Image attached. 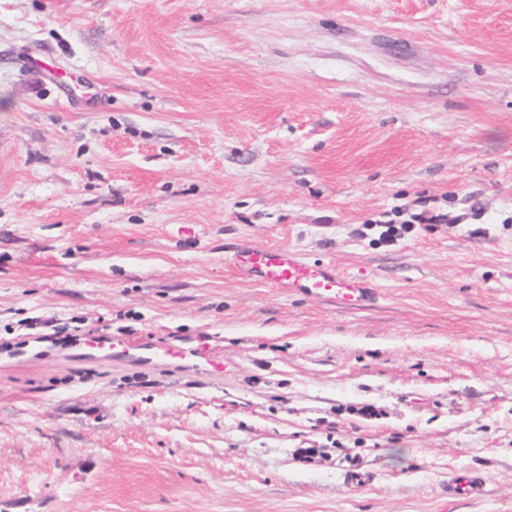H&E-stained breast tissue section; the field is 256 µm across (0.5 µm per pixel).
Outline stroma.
<instances>
[{
	"label": "stroma",
	"mask_w": 512,
	"mask_h": 512,
	"mask_svg": "<svg viewBox=\"0 0 512 512\" xmlns=\"http://www.w3.org/2000/svg\"><path fill=\"white\" fill-rule=\"evenodd\" d=\"M242 238L381 297L244 281ZM0 512H512V0H0ZM406 218L399 222V227L396 225V221L391 219L387 223L383 224H366V229L370 230L374 226L385 228L379 234V238L376 239L380 243L394 244L398 239H401L405 234H409L416 224H440L446 220L444 214H433L428 211H421L419 213H408L406 212ZM86 358L106 357L119 362H139L157 365L177 362L188 368L206 371L214 379H221L224 362L206 336L197 337L192 344L171 348L143 343L126 336H90L84 343ZM486 476L476 469H462L448 475V499L454 502L473 501L483 496Z\"/></svg>",
	"instance_id": "1"
}]
</instances>
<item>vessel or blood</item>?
<instances>
[{"label": "vessel or blood", "mask_w": 512, "mask_h": 512, "mask_svg": "<svg viewBox=\"0 0 512 512\" xmlns=\"http://www.w3.org/2000/svg\"><path fill=\"white\" fill-rule=\"evenodd\" d=\"M228 263L244 279L269 285L293 295L323 301L345 309L373 305L379 292L367 281L340 272L335 263L310 261L292 248L259 245L245 239L236 244ZM85 357H105L119 362L157 365L176 362L222 378L224 362L206 337L192 344L171 348L144 343L125 336H92L84 343ZM486 477L476 469L456 470L448 476L451 501H473L483 496Z\"/></svg>", "instance_id": "1"}]
</instances>
